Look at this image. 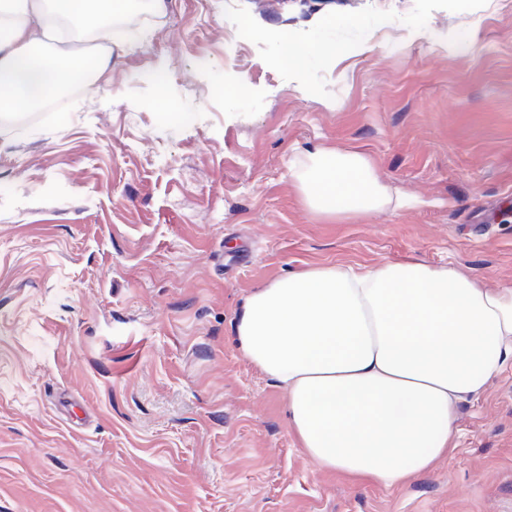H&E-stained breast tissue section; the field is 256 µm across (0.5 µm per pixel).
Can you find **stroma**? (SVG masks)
I'll return each mask as SVG.
<instances>
[{
    "label": "stroma",
    "mask_w": 512,
    "mask_h": 512,
    "mask_svg": "<svg viewBox=\"0 0 512 512\" xmlns=\"http://www.w3.org/2000/svg\"><path fill=\"white\" fill-rule=\"evenodd\" d=\"M63 112L0 130V512H512V365L407 484L297 448L246 296L416 258L512 288V0H166ZM319 29L336 63L289 66ZM365 154L408 206L335 222L290 170ZM348 48L340 44H327L320 39L317 31H310L304 38L288 34L280 42V53L295 69H302L309 56L322 58L326 62L336 61L346 55Z\"/></svg>",
    "instance_id": "1"
}]
</instances>
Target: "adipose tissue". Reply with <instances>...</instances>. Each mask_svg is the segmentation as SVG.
Listing matches in <instances>:
<instances>
[{"mask_svg": "<svg viewBox=\"0 0 512 512\" xmlns=\"http://www.w3.org/2000/svg\"><path fill=\"white\" fill-rule=\"evenodd\" d=\"M59 34L49 0H0V112L31 109L106 70V56L38 54ZM280 52L300 69L308 57L330 62L347 49L312 31L283 38ZM294 176L308 209L327 219L408 202L354 150L307 151ZM234 333L284 392L289 430L306 456L395 487L452 451L457 406L512 363V289L488 287L451 263L316 265L253 291Z\"/></svg>", "mask_w": 512, "mask_h": 512, "instance_id": "ef3b65f1", "label": "adipose tissue"}]
</instances>
